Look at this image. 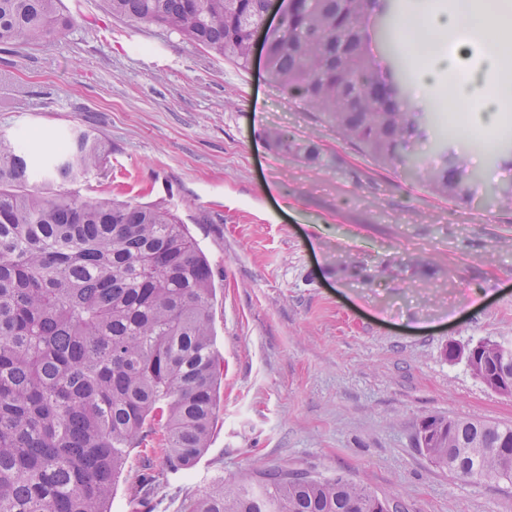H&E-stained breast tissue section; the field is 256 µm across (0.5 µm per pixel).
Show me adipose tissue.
<instances>
[{"mask_svg": "<svg viewBox=\"0 0 512 512\" xmlns=\"http://www.w3.org/2000/svg\"><path fill=\"white\" fill-rule=\"evenodd\" d=\"M463 29L474 31L477 42H458L452 53L421 67L419 81L425 84L438 73H447L452 89L449 109L476 113L482 126L492 127L497 123L498 97L486 73L497 67L501 50L512 47V0H456L447 13L434 11L431 0H419L418 15L401 25L400 33L420 59L433 40Z\"/></svg>", "mask_w": 512, "mask_h": 512, "instance_id": "1", "label": "adipose tissue"}]
</instances>
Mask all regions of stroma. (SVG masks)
I'll return each mask as SVG.
<instances>
[{
    "instance_id": "stroma-1",
    "label": "stroma",
    "mask_w": 512,
    "mask_h": 512,
    "mask_svg": "<svg viewBox=\"0 0 512 512\" xmlns=\"http://www.w3.org/2000/svg\"><path fill=\"white\" fill-rule=\"evenodd\" d=\"M73 27L0 46V135L37 153L75 128L108 152L72 186L162 202L206 254L219 413L195 466L168 472L153 433L127 458L108 512H187L216 479L288 466L341 473L403 512H512V483L435 466L419 445L439 415L512 425V396L449 346L512 342V168L477 150L474 196L445 200L382 169L317 113L163 28L62 0ZM274 127L315 145L273 149ZM155 498L133 506L144 471Z\"/></svg>"
}]
</instances>
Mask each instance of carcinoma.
Returning a JSON list of instances; mask_svg holds the SVG:
<instances>
[{
	"instance_id": "carcinoma-1",
	"label": "carcinoma",
	"mask_w": 512,
	"mask_h": 512,
	"mask_svg": "<svg viewBox=\"0 0 512 512\" xmlns=\"http://www.w3.org/2000/svg\"><path fill=\"white\" fill-rule=\"evenodd\" d=\"M271 0H106L112 15L154 24L247 70L253 31ZM266 32L267 80L302 100L383 167L427 173L439 197L472 196L466 164L448 154L440 114L405 108L411 64L398 53L395 15L406 0H296ZM59 0H0V44H39L66 31ZM276 150L317 161L276 128ZM432 142L440 161L419 155ZM106 145L76 129L36 156L0 137V512H108L132 449L162 428L168 470L193 468L217 415L212 270L161 203L86 200L29 186L101 168ZM512 344L480 354L487 377L512 373ZM439 466L475 482H512V426L433 416ZM143 474L131 501L154 497ZM343 474L281 467L255 485L217 482L189 512H394Z\"/></svg>"
}]
</instances>
